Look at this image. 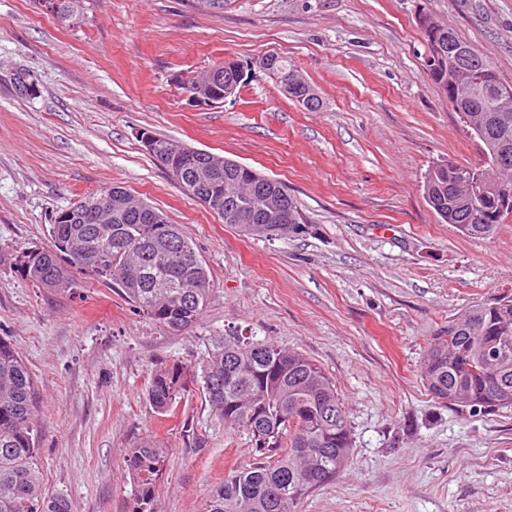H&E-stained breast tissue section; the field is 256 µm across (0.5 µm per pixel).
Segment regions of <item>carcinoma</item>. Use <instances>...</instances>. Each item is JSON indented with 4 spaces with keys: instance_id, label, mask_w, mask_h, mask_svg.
Here are the masks:
<instances>
[{
    "instance_id": "obj_1",
    "label": "carcinoma",
    "mask_w": 512,
    "mask_h": 512,
    "mask_svg": "<svg viewBox=\"0 0 512 512\" xmlns=\"http://www.w3.org/2000/svg\"><path fill=\"white\" fill-rule=\"evenodd\" d=\"M418 21L425 48L432 57L424 67L448 94L453 109L485 116L480 129L465 124L484 146L482 165L444 161L425 173L423 189L431 208L445 224L467 237H489L503 223L493 192L468 206H448V195L464 191L465 182L485 177L512 193V168H498V155L512 157V123L497 114L512 115V84L501 80L486 57L462 56L464 41L449 27L435 30L436 20L421 11ZM289 98L307 110L321 99L308 83L294 81L298 69L271 53L262 56ZM217 163L213 190L227 199L236 183L251 179L239 162L210 152L198 164ZM101 192L82 196L84 213L67 224L50 225L53 248L24 251L16 265L38 288L68 292L76 287L72 271L88 272L115 285L136 311L173 331L197 323L209 303L210 276L193 243L157 207L161 223L146 214L112 218L110 224L91 220ZM422 379L430 394L474 412L512 408V299L474 305L454 319L429 343ZM202 382V391L224 425L243 429L252 438L255 462L234 470L211 494L206 512H297L312 489L334 480L347 466L352 431L335 384L305 355L270 341L244 336L222 338L202 366L201 375L182 365L155 370L148 397L161 414L174 410ZM37 390L18 352L0 338V512H70L61 496H48L40 478V427ZM161 448L144 441L129 450L127 466L137 487L133 512H151L164 467Z\"/></svg>"
}]
</instances>
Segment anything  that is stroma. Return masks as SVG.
<instances>
[{
	"label": "stroma",
	"instance_id": "stroma-1",
	"mask_svg": "<svg viewBox=\"0 0 512 512\" xmlns=\"http://www.w3.org/2000/svg\"><path fill=\"white\" fill-rule=\"evenodd\" d=\"M60 21L37 0H0V337L39 393L40 472L71 512H131L125 463L165 451L155 512H205L252 463L201 388L174 412L148 397L156 368H201L233 334L300 352L335 383L353 433L347 467L298 512H512V408L472 412L421 378L431 336L465 309L512 297V217L489 238L441 223L422 188L434 164L483 156L423 66L418 24H448L512 83V0H80ZM296 64L322 106L288 99L257 66ZM221 59L251 69L237 96L188 106L177 76ZM38 96L21 98L15 70ZM236 160L284 182L303 232L244 236L187 196L138 134ZM124 187L192 239L211 300L172 332L86 273L71 293L15 265L51 245L56 211Z\"/></svg>",
	"mask_w": 512,
	"mask_h": 512
}]
</instances>
